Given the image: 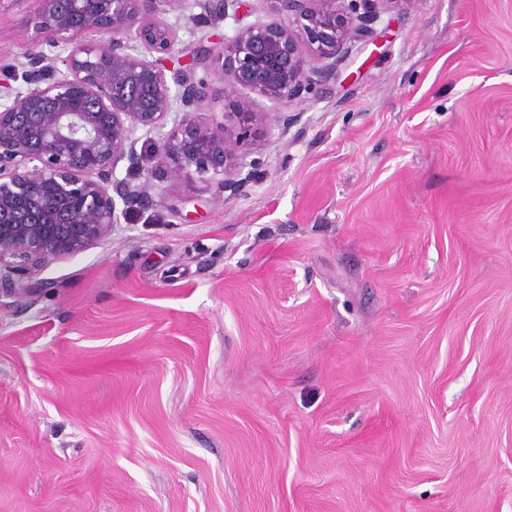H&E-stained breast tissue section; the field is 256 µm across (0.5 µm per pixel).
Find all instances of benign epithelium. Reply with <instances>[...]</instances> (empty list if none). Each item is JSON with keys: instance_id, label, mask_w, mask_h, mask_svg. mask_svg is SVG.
Here are the masks:
<instances>
[{"instance_id": "7a95c632", "label": "benign epithelium", "mask_w": 512, "mask_h": 512, "mask_svg": "<svg viewBox=\"0 0 512 512\" xmlns=\"http://www.w3.org/2000/svg\"><path fill=\"white\" fill-rule=\"evenodd\" d=\"M34 2L26 88L0 95V288L13 295L28 293L32 271L109 235L117 202L125 211L153 205L148 185L112 181L121 164L140 168L138 130L158 133L154 152L173 178L220 176L229 186L265 122L246 97L235 103L233 133L204 121L206 88L193 69L171 82L152 58L176 52L178 30L160 14L177 0ZM271 2L288 20L243 27L217 55L206 50L197 61L219 64L229 93L243 88L287 105L336 75V60L371 33L381 0ZM196 5L194 25L225 15V0ZM80 28L109 40L76 42Z\"/></svg>"}]
</instances>
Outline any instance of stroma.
I'll return each instance as SVG.
<instances>
[{"instance_id": "35a3bbf8", "label": "stroma", "mask_w": 512, "mask_h": 512, "mask_svg": "<svg viewBox=\"0 0 512 512\" xmlns=\"http://www.w3.org/2000/svg\"><path fill=\"white\" fill-rule=\"evenodd\" d=\"M284 113L231 188L140 134L156 206L0 294V512H512V0H381Z\"/></svg>"}]
</instances>
